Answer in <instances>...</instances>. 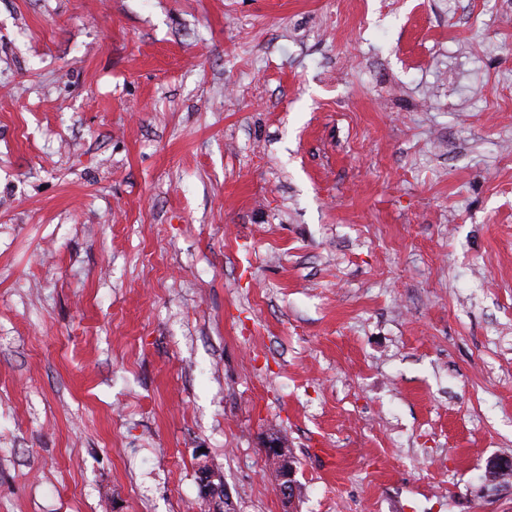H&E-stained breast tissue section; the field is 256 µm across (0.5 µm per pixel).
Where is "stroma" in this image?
Returning <instances> with one entry per match:
<instances>
[{
    "instance_id": "stroma-1",
    "label": "stroma",
    "mask_w": 512,
    "mask_h": 512,
    "mask_svg": "<svg viewBox=\"0 0 512 512\" xmlns=\"http://www.w3.org/2000/svg\"><path fill=\"white\" fill-rule=\"evenodd\" d=\"M201 449L512 512V0H0V512H209Z\"/></svg>"
}]
</instances>
